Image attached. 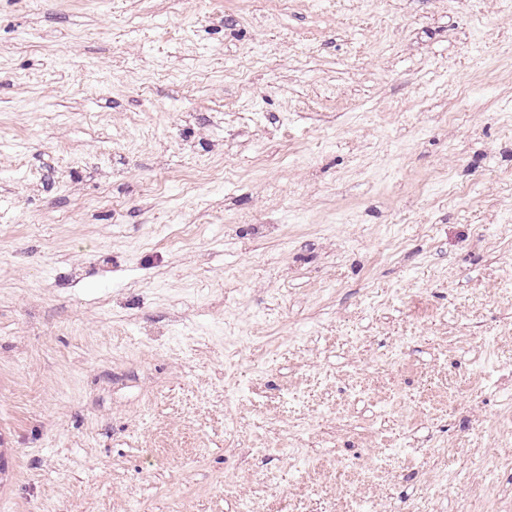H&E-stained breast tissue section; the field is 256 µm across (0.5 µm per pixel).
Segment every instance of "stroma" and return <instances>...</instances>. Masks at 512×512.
<instances>
[{
	"label": "stroma",
	"instance_id": "obj_1",
	"mask_svg": "<svg viewBox=\"0 0 512 512\" xmlns=\"http://www.w3.org/2000/svg\"><path fill=\"white\" fill-rule=\"evenodd\" d=\"M511 401L503 0H0V512H512Z\"/></svg>",
	"mask_w": 512,
	"mask_h": 512
}]
</instances>
